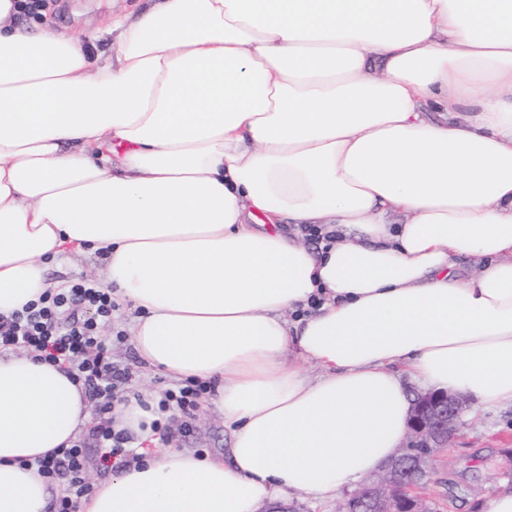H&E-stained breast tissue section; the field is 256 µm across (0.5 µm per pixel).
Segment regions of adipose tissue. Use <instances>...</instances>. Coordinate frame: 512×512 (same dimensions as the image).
<instances>
[{
	"label": "adipose tissue",
	"instance_id": "obj_1",
	"mask_svg": "<svg viewBox=\"0 0 512 512\" xmlns=\"http://www.w3.org/2000/svg\"><path fill=\"white\" fill-rule=\"evenodd\" d=\"M21 11L0 0V315L101 254L140 359L212 386L231 435L80 512L333 501L397 454L409 383L512 406V0H147L106 62ZM158 401L113 430L157 444ZM90 422L63 371L0 356V512H48L31 462Z\"/></svg>",
	"mask_w": 512,
	"mask_h": 512
}]
</instances>
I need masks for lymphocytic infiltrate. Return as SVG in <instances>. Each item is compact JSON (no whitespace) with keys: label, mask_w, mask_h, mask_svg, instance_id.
Wrapping results in <instances>:
<instances>
[{"label":"lymphocytic infiltrate","mask_w":512,"mask_h":512,"mask_svg":"<svg viewBox=\"0 0 512 512\" xmlns=\"http://www.w3.org/2000/svg\"><path fill=\"white\" fill-rule=\"evenodd\" d=\"M114 304L108 288L93 280L71 287L47 289L38 301L10 316H0V351L24 352L59 367L88 392L100 415L93 437L102 450L103 463L121 468L136 461L127 436L114 432L108 413L121 398L131 377L129 366L114 361L112 342L101 327L110 323ZM209 387L186 381L163 392L158 406L169 425L188 431L203 395ZM39 474L63 486L51 512H77L81 499L93 492L86 478L87 460L83 441L58 448L35 460Z\"/></svg>","instance_id":"lymphocytic-infiltrate-1"}]
</instances>
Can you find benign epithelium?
Here are the masks:
<instances>
[{
  "instance_id": "benign-epithelium-1",
  "label": "benign epithelium",
  "mask_w": 512,
  "mask_h": 512,
  "mask_svg": "<svg viewBox=\"0 0 512 512\" xmlns=\"http://www.w3.org/2000/svg\"><path fill=\"white\" fill-rule=\"evenodd\" d=\"M467 406L468 398L461 393L419 392L399 455L353 492L338 512H426L419 489L429 481L436 454L462 426Z\"/></svg>"
}]
</instances>
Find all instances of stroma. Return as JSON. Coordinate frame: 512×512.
<instances>
[{"instance_id":"35a3bbf8","label":"stroma","mask_w":512,"mask_h":512,"mask_svg":"<svg viewBox=\"0 0 512 512\" xmlns=\"http://www.w3.org/2000/svg\"><path fill=\"white\" fill-rule=\"evenodd\" d=\"M142 0H48L39 16L20 15L22 24L36 27L51 23L69 35L94 38L102 58L112 55L114 35L107 27L113 17L137 12ZM46 277L52 287L67 288L81 279L104 282L99 255L71 253L46 264ZM114 360L128 364L132 378L127 393L142 389L164 391L174 380L147 368L131 339L114 343ZM170 447L226 456L230 433L215 411L199 407L190 432L174 435ZM512 449V407L490 409L466 417L465 426L435 458L425 493L435 512H480L487 497L500 490L512 491V463L506 451Z\"/></svg>"}]
</instances>
